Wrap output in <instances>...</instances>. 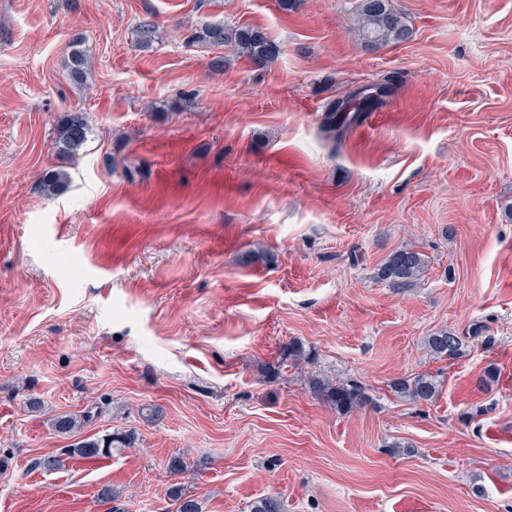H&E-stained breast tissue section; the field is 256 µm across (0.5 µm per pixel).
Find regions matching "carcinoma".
<instances>
[{
	"label": "carcinoma",
	"instance_id": "1",
	"mask_svg": "<svg viewBox=\"0 0 512 512\" xmlns=\"http://www.w3.org/2000/svg\"><path fill=\"white\" fill-rule=\"evenodd\" d=\"M353 29L362 43L370 47L402 43L412 36L405 18L392 6L391 0H358ZM199 39L216 47L231 46L259 67L268 65L278 55L277 46L268 36L252 27L209 24L201 31ZM88 67L89 61L83 51L74 49L70 52L69 72L73 79H83ZM345 108L346 103L343 101L334 104L324 127L327 135H332L337 126L346 123L348 117L341 115ZM88 135L84 113H68L59 130L62 151L70 155L81 150L88 141ZM68 183V174L62 170H49L42 176L44 191L50 196L65 192ZM426 267L427 260L423 253L412 247H403L389 255L378 269L377 277L393 288L407 290L417 286ZM462 345L463 337L448 329L427 338V348L437 358L460 355ZM309 384L332 408L341 412H351L368 402L364 391L352 384L332 382L317 376L310 378ZM390 389L397 396L418 404L431 403L439 394L437 381L427 374L396 378L390 383ZM133 440L134 434L128 431L110 433L74 445L67 450V455L70 458L78 456L86 459L110 457L112 449L129 448ZM168 496L178 502L177 512H202L198 500L187 496L179 484L168 489Z\"/></svg>",
	"mask_w": 512,
	"mask_h": 512
}]
</instances>
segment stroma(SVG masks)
I'll use <instances>...</instances> for the list:
<instances>
[{
	"label": "stroma",
	"mask_w": 512,
	"mask_h": 512,
	"mask_svg": "<svg viewBox=\"0 0 512 512\" xmlns=\"http://www.w3.org/2000/svg\"><path fill=\"white\" fill-rule=\"evenodd\" d=\"M392 4L412 38L368 49L357 0H0V512H176L174 482L203 512H512V0ZM215 23L278 58L195 40ZM404 246L405 291L376 276ZM444 328L461 357L427 350ZM420 373L437 400L393 394ZM315 375L370 400L336 411ZM59 414L135 443L45 470ZM216 47L231 46L238 54L246 56L255 65L265 67L278 55L277 46L261 30L252 27H227L209 24L198 36ZM88 135L89 128L84 113H68L59 130L63 153L70 155L81 150L88 141ZM426 267L423 253L413 247H403L389 255L378 269L377 277L392 288L407 290L417 286Z\"/></svg>",
	"instance_id": "1"
}]
</instances>
